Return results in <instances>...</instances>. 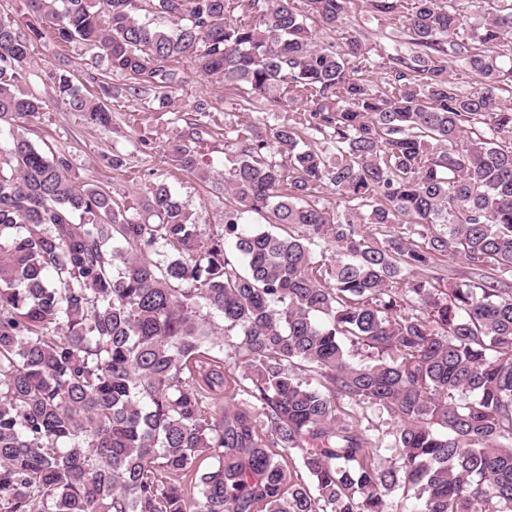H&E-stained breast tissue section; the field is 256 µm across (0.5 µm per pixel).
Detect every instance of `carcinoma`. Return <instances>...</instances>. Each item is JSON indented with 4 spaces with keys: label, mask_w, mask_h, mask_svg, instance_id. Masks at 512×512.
Wrapping results in <instances>:
<instances>
[{
    "label": "carcinoma",
    "mask_w": 512,
    "mask_h": 512,
    "mask_svg": "<svg viewBox=\"0 0 512 512\" xmlns=\"http://www.w3.org/2000/svg\"><path fill=\"white\" fill-rule=\"evenodd\" d=\"M303 2L28 0L26 28L0 22V512H512V0H364L401 33L381 64L365 35L319 37L353 0ZM46 35L150 108L189 57L239 110L297 113L233 129L207 237L163 180L140 223L19 132ZM203 141L170 152L204 178Z\"/></svg>",
    "instance_id": "1"
}]
</instances>
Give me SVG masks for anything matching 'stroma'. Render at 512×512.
Returning a JSON list of instances; mask_svg holds the SVG:
<instances>
[{"label": "stroma", "mask_w": 512, "mask_h": 512, "mask_svg": "<svg viewBox=\"0 0 512 512\" xmlns=\"http://www.w3.org/2000/svg\"><path fill=\"white\" fill-rule=\"evenodd\" d=\"M390 29L388 20L356 7L348 15L345 28L333 33L332 38L342 42L367 33L372 42L382 45ZM30 54L20 88L42 98L46 106L37 117L24 122L26 137L45 151L64 155L77 182L99 184L116 197L136 202V209L129 215L137 220L145 217L142 205L150 185L162 179L188 205L202 233H209L224 212V196L214 192L212 185L223 181L224 171L238 150L237 145L225 142L224 128L251 118L282 124L291 116L286 106L270 99L259 100L252 114L239 112L233 92L199 75L185 59L179 65L182 80L171 95L169 108L145 109L137 97L129 94L109 97L105 103L112 116L110 125L92 126L70 108L67 100L57 96L51 73L66 69L76 85L88 88L97 81L111 86L126 84L125 75L95 64L86 46L79 42L61 44L46 37L32 43ZM195 128L207 133L199 150L207 172L203 178L178 169L166 154L170 142ZM112 155L122 158L121 168L106 165V157Z\"/></svg>", "instance_id": "stroma-1"}]
</instances>
